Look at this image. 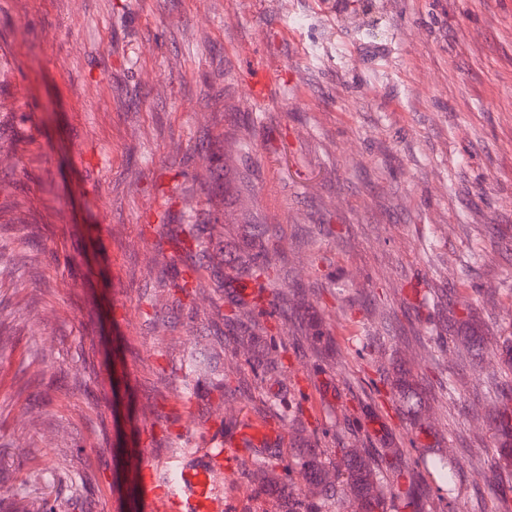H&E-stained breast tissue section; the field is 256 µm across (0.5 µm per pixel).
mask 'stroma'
<instances>
[{
    "label": "stroma",
    "instance_id": "35a3bbf8",
    "mask_svg": "<svg viewBox=\"0 0 512 512\" xmlns=\"http://www.w3.org/2000/svg\"><path fill=\"white\" fill-rule=\"evenodd\" d=\"M8 51L0 139L23 152L0 160V232L40 237L30 264L0 261V512H147L132 449L200 464L225 415L261 405L215 388L252 375L233 347L190 370L225 297L167 296L185 200L220 212L234 261L243 224L272 226L279 280L254 316L288 348L284 407L312 410L329 448L362 437L364 404L408 447L374 386L401 360L438 390L418 338L448 335L452 303L512 334V0H0ZM203 145L223 148L227 191L205 184ZM277 291L304 294L334 340L352 321L365 350L313 353ZM446 359L456 386L433 420L457 501L502 512L483 418L501 366L489 348Z\"/></svg>",
    "mask_w": 512,
    "mask_h": 512
}]
</instances>
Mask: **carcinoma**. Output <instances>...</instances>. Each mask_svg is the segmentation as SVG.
<instances>
[{
    "instance_id": "cac0c4a2",
    "label": "carcinoma",
    "mask_w": 512,
    "mask_h": 512,
    "mask_svg": "<svg viewBox=\"0 0 512 512\" xmlns=\"http://www.w3.org/2000/svg\"><path fill=\"white\" fill-rule=\"evenodd\" d=\"M242 237L246 258L239 261L234 274H224V225L219 213L204 217L196 209L187 210V223L179 225L170 238L171 253L166 261L172 268L167 288L173 302H194L206 289L202 270H210L221 279L224 293L232 306L231 314L224 316V326L236 331L234 345L252 353L250 366L260 377V389L266 396L281 397L285 363L272 348L255 350L260 337L252 325V308L258 297L245 293L248 284L257 287L261 281L271 280L275 269L272 255L278 251L273 229L267 224H245ZM305 331L309 348L321 354L331 341L325 335L321 322L314 318L298 317ZM449 326L456 332L458 351L476 356L485 346V336L477 310L469 304L452 312ZM505 344L509 377L496 384L497 401L486 411L485 417L497 432L500 457L497 470L512 472V338L502 337ZM380 382L390 388L398 411L405 417L415 436L409 439L417 446L419 435L432 432L427 423L432 398L421 380L408 369L391 374L384 371ZM274 423L291 428L296 434L308 431L310 423L302 419H288V415L272 413ZM400 448H374L366 444L332 450L322 445L321 439H306L298 447L296 467H284L283 474L274 473L277 463L270 459H257L246 477L256 492H277L282 500L281 512H404L417 507V496L426 486V476H434L449 486L455 484L459 467L438 452H422L415 467L402 465Z\"/></svg>"
}]
</instances>
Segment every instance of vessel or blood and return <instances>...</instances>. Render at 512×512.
<instances>
[{
  "label": "vessel or blood",
  "mask_w": 512,
  "mask_h": 512,
  "mask_svg": "<svg viewBox=\"0 0 512 512\" xmlns=\"http://www.w3.org/2000/svg\"><path fill=\"white\" fill-rule=\"evenodd\" d=\"M273 437L263 425L244 427L226 438L219 451L207 452L203 465L182 469L175 483L162 480L144 452L134 456L131 469L148 495L150 512H224V475L236 471L243 449L265 445Z\"/></svg>",
  "instance_id": "vessel-or-blood-1"
}]
</instances>
